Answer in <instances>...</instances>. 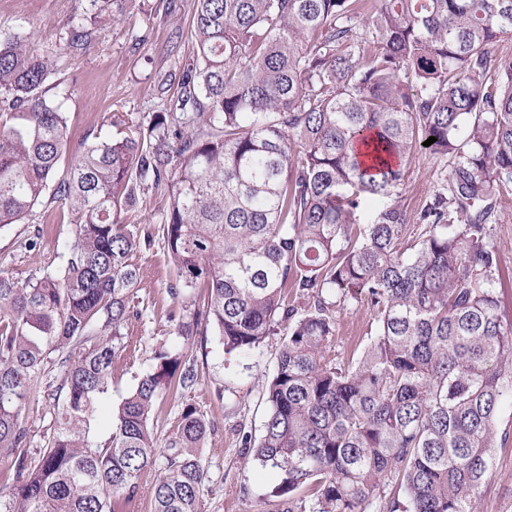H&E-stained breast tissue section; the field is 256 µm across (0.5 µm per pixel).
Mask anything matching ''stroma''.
Returning <instances> with one entry per match:
<instances>
[{"instance_id": "1", "label": "stroma", "mask_w": 512, "mask_h": 512, "mask_svg": "<svg viewBox=\"0 0 512 512\" xmlns=\"http://www.w3.org/2000/svg\"><path fill=\"white\" fill-rule=\"evenodd\" d=\"M191 0H127L123 14L95 31L92 45L83 53L63 52L69 18L77 0H0V30L30 34L35 47L49 57L54 79L75 80L65 104L69 139L68 156L83 149L87 135L122 137L135 127L148 125L166 100L158 92L162 76L179 74L192 54ZM127 122H112L114 112ZM444 173L439 160L428 154L414 156L405 169L401 200L408 214L417 213L430 200ZM76 217L46 223L33 216L22 224L0 228V274L25 281L42 276L48 265L72 242ZM502 279L499 315L512 323V197L499 206L494 222ZM140 279L134 311L125 328L128 347L113 368L112 391L102 404L103 415L92 426L96 439L108 437L105 416L112 405L135 387L140 377L165 352L194 364L198 379L192 390L160 396L151 413L150 426L157 442L175 430L184 405L195 406L212 423L201 450L208 483L201 512H312L308 493L296 491L292 499L272 497L279 475L261 469L247 454L243 436L259 438L267 415L265 382L272 374L279 350L277 339L260 349L225 354L215 331L205 335H179V327H193L198 309L197 290L172 298L168 287L177 278L162 240L134 257ZM336 336L332 352L338 357L359 355L373 334L375 317L366 305L348 300L335 311ZM59 372L47 370L40 390L27 403L25 417L29 445L42 447L52 425L53 401L48 393ZM490 474L482 486L479 512H512V403L499 409Z\"/></svg>"}]
</instances>
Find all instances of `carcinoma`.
I'll return each mask as SVG.
<instances>
[{"instance_id":"carcinoma-1","label":"carcinoma","mask_w":512,"mask_h":512,"mask_svg":"<svg viewBox=\"0 0 512 512\" xmlns=\"http://www.w3.org/2000/svg\"><path fill=\"white\" fill-rule=\"evenodd\" d=\"M193 0L196 51L167 108L120 138L95 136L61 169L71 85L50 59L0 31V228L37 207L70 208L62 262L20 283L0 275V495L8 512H199L204 415L182 408L157 451L163 391L194 366L160 352L111 411L139 269L152 232L121 216L168 198L162 240L178 279L204 290L197 318L226 352L261 348L288 324L265 385L253 462L313 512H477L502 402L512 398V324L498 315L492 217L512 195V0ZM102 14L73 16L64 49L86 51ZM437 141L428 147L429 137ZM447 162L411 217L400 204L417 153ZM308 297L304 312L290 292ZM366 304L377 329L359 357L330 359L332 307ZM59 371L53 431L27 447L26 403ZM162 462H157V457Z\"/></svg>"}]
</instances>
